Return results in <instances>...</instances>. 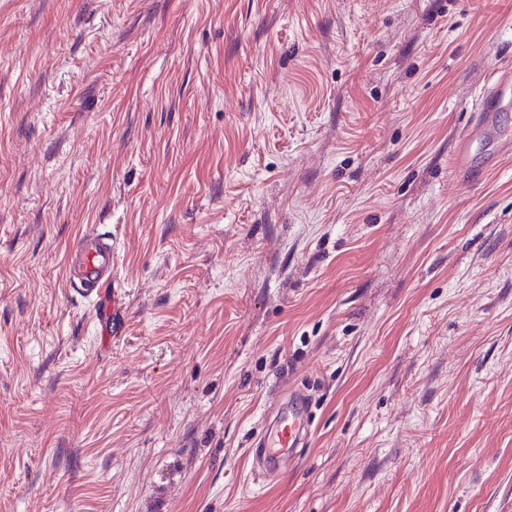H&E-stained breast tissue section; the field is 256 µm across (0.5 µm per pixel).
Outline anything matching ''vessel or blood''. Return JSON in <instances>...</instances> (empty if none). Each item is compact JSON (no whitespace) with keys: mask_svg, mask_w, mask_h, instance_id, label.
Instances as JSON below:
<instances>
[{"mask_svg":"<svg viewBox=\"0 0 512 512\" xmlns=\"http://www.w3.org/2000/svg\"><path fill=\"white\" fill-rule=\"evenodd\" d=\"M512 99V75L493 71L478 106V123L474 135L488 134L496 112ZM69 283L72 288L89 292L97 286L114 282L115 248L111 238L90 230L75 241L67 254ZM309 405L304 396L291 394L272 425L260 437L263 450L261 464L266 472L276 471L284 458L297 454L308 436Z\"/></svg>","mask_w":512,"mask_h":512,"instance_id":"1","label":"vessel or blood"}]
</instances>
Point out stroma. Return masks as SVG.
<instances>
[{
    "label": "stroma",
    "mask_w": 512,
    "mask_h": 512,
    "mask_svg": "<svg viewBox=\"0 0 512 512\" xmlns=\"http://www.w3.org/2000/svg\"><path fill=\"white\" fill-rule=\"evenodd\" d=\"M1 44L0 512H512V155L454 167L512 0H0ZM69 283L74 289L91 292L98 285L116 281L115 247L112 238L89 230L75 241L67 254ZM279 415L260 437L259 446L262 453V468L267 473L279 469L285 457L297 454L303 448L308 436L309 405L300 393L288 397L287 407L279 410Z\"/></svg>",
    "instance_id": "35a3bbf8"
}]
</instances>
